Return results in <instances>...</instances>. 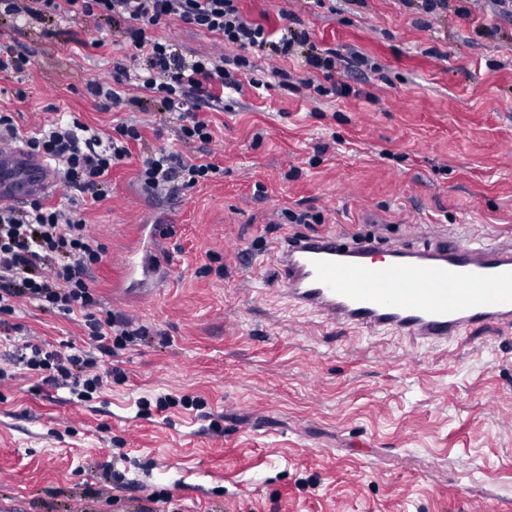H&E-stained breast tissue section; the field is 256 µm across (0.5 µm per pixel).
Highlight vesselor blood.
<instances>
[{"label":"vessel or blood","instance_id":"1","mask_svg":"<svg viewBox=\"0 0 512 512\" xmlns=\"http://www.w3.org/2000/svg\"><path fill=\"white\" fill-rule=\"evenodd\" d=\"M55 181L42 159L0 157V206L19 208ZM277 286L296 305L338 326L392 329L430 344L476 326L512 334V244L466 230L425 246H378L323 234L285 243Z\"/></svg>","mask_w":512,"mask_h":512}]
</instances>
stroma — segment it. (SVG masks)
Returning <instances> with one entry per match:
<instances>
[{
    "label": "stroma",
    "instance_id": "obj_1",
    "mask_svg": "<svg viewBox=\"0 0 512 512\" xmlns=\"http://www.w3.org/2000/svg\"><path fill=\"white\" fill-rule=\"evenodd\" d=\"M459 5L430 17L399 0H237L246 19L272 30L294 17L379 75L315 100L282 89L270 57L251 51L240 92L206 112L223 176L150 198L136 164L113 169L83 212L107 247L93 276L103 310L155 333L119 356L121 377L89 403L20 369L0 382V512H470L475 499L512 512V336L479 327L429 346L341 328L274 287V255L299 229L283 223L288 208L320 214L299 229L308 235L359 226L420 246L415 225L444 224L512 241V14L493 0ZM158 33L188 55L224 51L178 21ZM0 36L34 54L23 76H0V109L22 131L58 112L104 132L134 115L86 93L119 53L94 47L85 18L50 39L0 22ZM133 247L164 282L124 278ZM12 322L6 369L25 340L82 343L76 321L28 303ZM159 394L204 405L141 407ZM116 451L134 489L113 492L105 476ZM157 489L171 504L148 503Z\"/></svg>",
    "mask_w": 512,
    "mask_h": 512
}]
</instances>
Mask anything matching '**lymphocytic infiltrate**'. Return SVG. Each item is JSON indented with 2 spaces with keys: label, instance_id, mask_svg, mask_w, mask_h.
<instances>
[{
  "label": "lymphocytic infiltrate",
  "instance_id": "lymphocytic-infiltrate-1",
  "mask_svg": "<svg viewBox=\"0 0 512 512\" xmlns=\"http://www.w3.org/2000/svg\"><path fill=\"white\" fill-rule=\"evenodd\" d=\"M82 16L95 28L121 33L129 53L113 62L111 81L89 80L87 93L120 105L121 90L140 88L176 117L174 138L184 144H209L214 131L202 106H220L225 92L241 85L227 67L249 70L248 50L258 48L274 58L301 59L315 75L302 87L320 97L347 94L345 70L338 53L317 47L305 29L286 24L269 32L242 16L236 0H0V19L29 18L43 24L53 37L65 18ZM176 19L222 37L234 49L230 58L187 56L155 30ZM141 121H124L102 133L74 113H62L31 135H22L11 113L0 111V148L22 145L56 171L65 201L56 206L42 199L21 209L0 207V315H12L20 302L79 323L84 348L49 350L26 341L18 346L19 366L51 386H65L80 400L112 382L109 358L148 336L132 319L102 313L92 271L103 262L106 247L90 233L81 204L100 200L114 167L128 163L130 146L141 141ZM223 168L184 156L171 147L143 152L137 182L150 196H168L223 175Z\"/></svg>",
  "mask_w": 512,
  "mask_h": 512
}]
</instances>
